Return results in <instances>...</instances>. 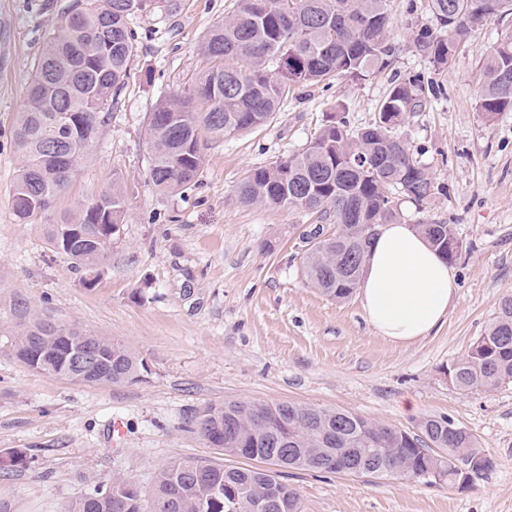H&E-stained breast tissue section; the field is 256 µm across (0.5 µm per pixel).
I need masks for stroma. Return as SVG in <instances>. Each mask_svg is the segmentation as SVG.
<instances>
[{"label":"stroma","mask_w":512,"mask_h":512,"mask_svg":"<svg viewBox=\"0 0 512 512\" xmlns=\"http://www.w3.org/2000/svg\"><path fill=\"white\" fill-rule=\"evenodd\" d=\"M73 0H0V452L33 461L0 476V512H68L116 477L149 488L173 459L233 464L187 430L190 412L232 400L346 409L405 430L445 415L494 458L465 488L418 480L294 472L303 512H512V383L461 392L448 369L512 295V111L485 121L476 90L485 54L512 16L470 32L437 73L413 38L426 7L391 0L390 68L352 83L336 80L289 93L273 122L208 142L184 192L159 193L149 179L146 115L183 91L208 62L201 46L234 0H178L134 20L131 78L100 126L98 142L45 218L26 224L12 207L22 164L13 123L45 35ZM424 75L445 93L407 114L397 133L442 190L425 209L402 200L404 224H453L463 252L452 268L458 291L442 326L406 345L374 331L359 296L338 301L303 272L314 227L306 212L244 205L247 174L301 149L337 108L369 124L393 79ZM123 178L128 212L98 275L55 253L48 227ZM128 346L148 367L134 383L87 385L40 374L13 351L16 325L32 316ZM120 420V445L110 441Z\"/></svg>","instance_id":"35a3bbf8"}]
</instances>
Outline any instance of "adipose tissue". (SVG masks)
Returning <instances> with one entry per match:
<instances>
[{"label":"adipose tissue","mask_w":512,"mask_h":512,"mask_svg":"<svg viewBox=\"0 0 512 512\" xmlns=\"http://www.w3.org/2000/svg\"><path fill=\"white\" fill-rule=\"evenodd\" d=\"M458 288L452 269L406 224H384L371 242L359 282L374 330L406 344L440 327Z\"/></svg>","instance_id":"adipose-tissue-1"}]
</instances>
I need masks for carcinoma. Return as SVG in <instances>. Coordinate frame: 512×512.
<instances>
[{
    "label": "carcinoma",
    "mask_w": 512,
    "mask_h": 512,
    "mask_svg": "<svg viewBox=\"0 0 512 512\" xmlns=\"http://www.w3.org/2000/svg\"><path fill=\"white\" fill-rule=\"evenodd\" d=\"M154 0H78L44 39L33 66L26 101L16 113L14 144L23 163L15 178L16 217L36 223L67 189L95 147L96 133L112 101L130 78L138 35L130 19ZM390 0H235L232 14L202 45L210 66L188 91L160 97L147 115L149 175L165 194L195 181L204 162V142L224 140L263 127L280 112L295 87L331 78L368 80L390 66L396 48L389 38ZM431 24L415 31L414 46L434 69L448 68L471 30L512 14V0H427ZM442 93L419 77L393 82L378 116L351 125L338 112L301 150L250 171L238 190L245 205L288 207L334 219L336 232L312 245L303 258L310 283L336 300L349 299L361 278L374 235L369 225L399 223V201L419 206L439 192L430 168L397 135L405 115ZM487 121L512 110V32L487 54L477 90ZM128 211L121 178L112 188L50 225L53 249L79 267L93 269L107 256ZM415 230L449 262L463 244L454 226L421 222ZM469 351L452 364L456 388L492 392L512 382V296ZM15 356L43 374L74 382V354L91 349L98 378L89 385L140 380L145 363L115 340L76 327L32 318L14 331ZM446 416H426L411 432L340 408L279 402L229 401L195 411L187 429L224 454L257 462L226 467L212 460H173L160 468L149 491L115 478L75 503L70 512H301L297 490L283 470L334 473L328 460L339 454L378 478L422 479L459 484L466 469L491 470V456ZM10 465L29 467L24 450L7 452Z\"/></svg>",
    "instance_id": "cac0c4a2"
}]
</instances>
